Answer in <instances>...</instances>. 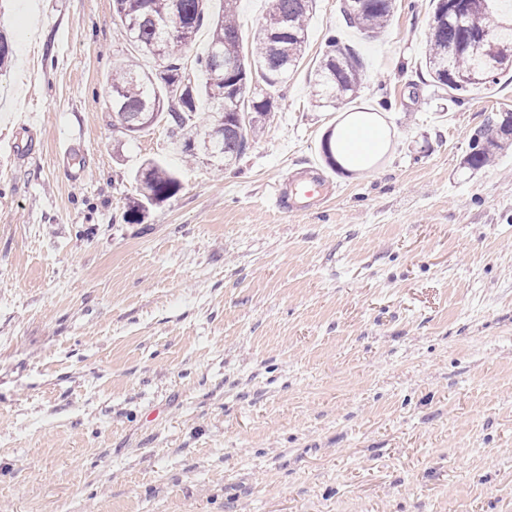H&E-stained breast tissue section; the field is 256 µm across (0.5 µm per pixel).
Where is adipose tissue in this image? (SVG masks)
<instances>
[{
	"label": "adipose tissue",
	"instance_id": "1",
	"mask_svg": "<svg viewBox=\"0 0 512 512\" xmlns=\"http://www.w3.org/2000/svg\"><path fill=\"white\" fill-rule=\"evenodd\" d=\"M331 146L337 162L346 171L358 173L386 151L388 130L367 113L354 112L333 129Z\"/></svg>",
	"mask_w": 512,
	"mask_h": 512
}]
</instances>
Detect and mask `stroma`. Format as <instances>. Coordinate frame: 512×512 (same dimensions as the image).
<instances>
[{
	"mask_svg": "<svg viewBox=\"0 0 512 512\" xmlns=\"http://www.w3.org/2000/svg\"><path fill=\"white\" fill-rule=\"evenodd\" d=\"M431 0L378 38L316 0L305 56L230 168L159 123L112 126L128 54L112 0H0V512H512V71L456 100L422 66ZM357 98L312 95L329 35ZM377 113L390 147L332 170L322 140ZM147 159L180 191L125 220ZM331 179L297 214L307 165ZM512 112H498L488 119L484 129L480 130L472 140L470 151L464 164L472 170H480L495 162L499 151L509 141L512 144Z\"/></svg>",
	"mask_w": 512,
	"mask_h": 512,
	"instance_id": "obj_1",
	"label": "stroma"
}]
</instances>
